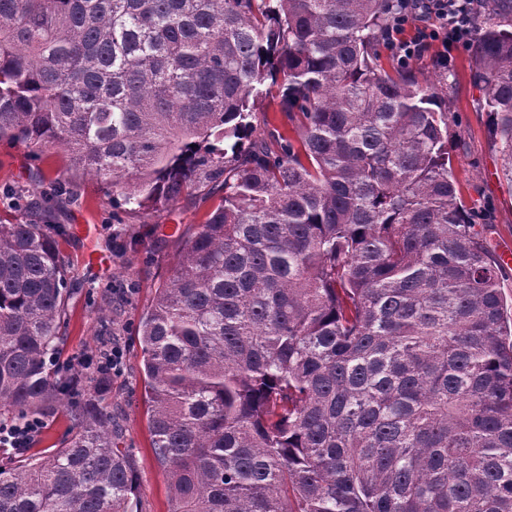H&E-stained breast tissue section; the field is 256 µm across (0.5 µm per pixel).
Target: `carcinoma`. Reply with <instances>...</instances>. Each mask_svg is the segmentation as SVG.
<instances>
[{
    "instance_id": "obj_1",
    "label": "carcinoma",
    "mask_w": 512,
    "mask_h": 512,
    "mask_svg": "<svg viewBox=\"0 0 512 512\" xmlns=\"http://www.w3.org/2000/svg\"><path fill=\"white\" fill-rule=\"evenodd\" d=\"M0 0V140L122 189L220 204L138 325L169 512H512V318L436 88L381 64L394 0ZM471 77L512 185V0ZM279 100L273 150L250 101ZM3 198L0 416L63 411L0 462V512H132L136 463L85 373L51 368L71 271L54 195ZM43 421V430L35 440L36 444L25 455L50 448L55 444L59 446V441L65 437L69 422L64 414L59 412L49 419H43Z\"/></svg>"
}]
</instances>
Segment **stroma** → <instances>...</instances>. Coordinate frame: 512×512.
<instances>
[{
	"mask_svg": "<svg viewBox=\"0 0 512 512\" xmlns=\"http://www.w3.org/2000/svg\"><path fill=\"white\" fill-rule=\"evenodd\" d=\"M470 66L471 52L461 47L454 51L450 69L441 68L428 53L410 61L408 68L439 88V101L448 109L452 167L464 198L490 209L497 226L491 240L495 253H512V187L502 175L501 144L483 109L484 94L471 82ZM448 72L454 76L450 84L444 79ZM40 172L68 189L60 221L70 233L62 252L74 279L59 362L69 375H77L79 358L92 356L101 347L103 323H115V342L124 350L125 367L112 379L104 402L119 417L124 445L136 458L138 492L133 507L135 512H169L170 492L151 448L136 328L157 288L170 276L177 255L219 196L206 183L165 209L149 203L116 211L111 187L96 177L74 173L63 153L52 149L36 156L22 145L0 140V185L12 184L33 199L42 189L36 179ZM118 230L127 241L120 255L112 248V234Z\"/></svg>",
	"mask_w": 512,
	"mask_h": 512,
	"instance_id": "obj_1",
	"label": "stroma"
}]
</instances>
